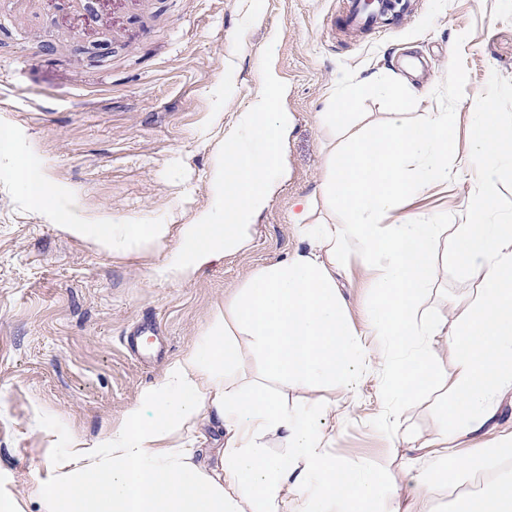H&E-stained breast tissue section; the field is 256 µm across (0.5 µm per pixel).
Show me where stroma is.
<instances>
[{
    "mask_svg": "<svg viewBox=\"0 0 512 512\" xmlns=\"http://www.w3.org/2000/svg\"><path fill=\"white\" fill-rule=\"evenodd\" d=\"M0 14L12 30L0 45V124L54 184L55 204H76L79 223L187 224L211 208L224 132L262 88L265 49L288 85L283 107L293 116L288 177L257 216L247 250L177 283L154 275L177 236L149 250L101 251L45 221L0 160V487L20 498L48 456L38 413L86 438L119 422L253 270L303 249L291 230L299 201L316 199L312 222L332 221L318 198L327 158L349 132L322 121L335 93L375 84L352 106L356 131L374 130L395 111L412 122L450 113L460 163L471 117L486 101L512 126V0H422L407 23L354 34L339 29V0H148L142 11H103L95 28L76 36L41 0L20 7L0 0ZM479 192L474 179L453 174L402 209L444 227L433 247L435 282L419 302L430 316L452 318L475 292L450 260L449 228L468 220ZM361 264L342 254L336 282L345 319L363 334L378 294ZM150 324L162 356L145 368L122 338ZM384 381L378 364L363 369L343 414L331 411L344 399L340 381L310 392L291 387L284 396L299 412L326 408L329 453L339 464L388 483L412 467L434 487L432 512H446L469 484H449L423 441L444 424L448 396L428 387L400 404L398 429ZM495 408L494 432L459 438L458 454L512 432V390L496 396Z\"/></svg>",
    "mask_w": 512,
    "mask_h": 512,
    "instance_id": "1",
    "label": "stroma"
}]
</instances>
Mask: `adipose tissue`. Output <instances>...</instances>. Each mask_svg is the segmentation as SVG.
Returning a JSON list of instances; mask_svg holds the SVG:
<instances>
[{
  "instance_id": "adipose-tissue-1",
  "label": "adipose tissue",
  "mask_w": 512,
  "mask_h": 512,
  "mask_svg": "<svg viewBox=\"0 0 512 512\" xmlns=\"http://www.w3.org/2000/svg\"><path fill=\"white\" fill-rule=\"evenodd\" d=\"M449 123L444 112L413 125L394 112L377 133L352 135L330 155L322 202L337 211V221L307 223L311 207L303 205L292 229L306 251L254 270L118 424L91 439L53 430V451L28 491L38 512H430L423 482L387 487L375 472L340 466L327 451L331 435L317 410L293 412L262 383L238 382L248 354L261 358L270 377L297 388L353 381L358 364L377 354L394 403L434 383L447 388L450 424L423 445L445 460L449 477L475 474L492 458L511 459L512 434L464 459L448 436L483 430L495 415V397L512 388V216L484 220L487 202L478 197L471 222L457 225L452 256L478 288L451 324L418 308L434 283L431 253L440 227L399 216L409 196L447 182ZM509 154L512 139L498 113L489 106L474 113L467 169L484 190L495 187ZM0 156L47 222L104 251L149 247L170 233L165 224L75 222L72 212L53 206L52 182L16 151L2 125ZM342 248L364 258L363 271L379 292L369 309L371 348L342 315ZM211 419L223 429L214 461L194 437ZM273 437L281 455L267 449ZM467 509L512 512V476L473 491Z\"/></svg>"
}]
</instances>
